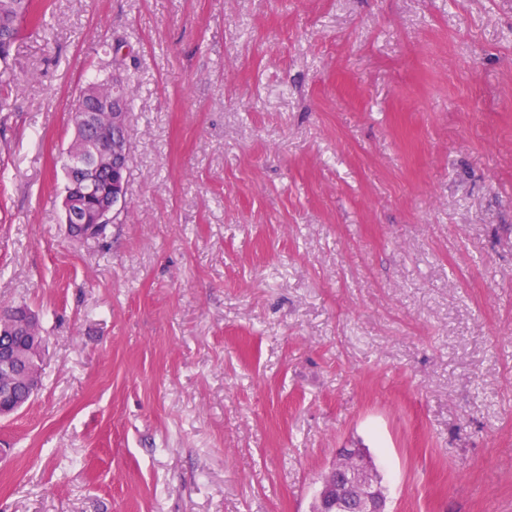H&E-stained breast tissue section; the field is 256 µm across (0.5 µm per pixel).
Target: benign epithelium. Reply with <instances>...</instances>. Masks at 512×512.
I'll return each mask as SVG.
<instances>
[{"mask_svg": "<svg viewBox=\"0 0 512 512\" xmlns=\"http://www.w3.org/2000/svg\"><path fill=\"white\" fill-rule=\"evenodd\" d=\"M125 112L126 100L115 89L99 97L92 111L75 115L81 147L67 149L65 163L80 181L65 193L64 226L67 231L77 227L84 239L103 233L125 195L129 158ZM22 328L31 341L44 344L39 318L26 307ZM16 358L14 350L0 345V417L22 408L13 398ZM316 512H388L385 489L373 461L362 450L345 449L323 481Z\"/></svg>", "mask_w": 512, "mask_h": 512, "instance_id": "benign-epithelium-1", "label": "benign epithelium"}]
</instances>
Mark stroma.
Wrapping results in <instances>:
<instances>
[{
    "label": "stroma",
    "mask_w": 512,
    "mask_h": 512,
    "mask_svg": "<svg viewBox=\"0 0 512 512\" xmlns=\"http://www.w3.org/2000/svg\"><path fill=\"white\" fill-rule=\"evenodd\" d=\"M38 3L0 72V306L48 345L0 512H311L343 448L390 512H512V0ZM101 70L131 162L75 241ZM118 79L124 82L120 76L112 72L99 73L91 76L74 100L72 110L79 109L84 106L91 94L112 88V84H114Z\"/></svg>",
    "instance_id": "1"
}]
</instances>
